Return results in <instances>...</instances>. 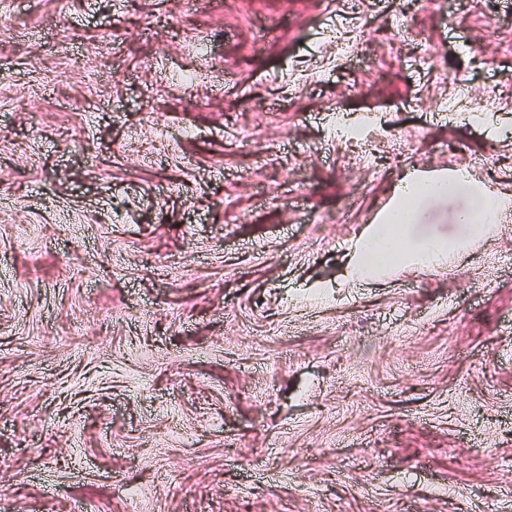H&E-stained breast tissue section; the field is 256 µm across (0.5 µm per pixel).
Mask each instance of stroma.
<instances>
[{"mask_svg":"<svg viewBox=\"0 0 512 512\" xmlns=\"http://www.w3.org/2000/svg\"><path fill=\"white\" fill-rule=\"evenodd\" d=\"M449 168L512 201V0H0V512H512V205L349 272ZM445 196L463 198L456 223L468 227L470 235L448 239V242L430 240L418 247L409 245L404 230L408 224H419L424 219L420 202ZM503 208L502 199L475 185L468 172L460 168L433 174L426 179L406 178L399 183L393 205L384 212L380 224L370 226L359 236L353 253L352 276L358 279L368 277L378 270L381 262L417 266L447 255L450 262L465 252L476 237L486 232L487 225L496 221ZM386 224H394L398 234L383 237ZM368 256L372 259L368 260Z\"/></svg>","mask_w":512,"mask_h":512,"instance_id":"35a3bbf8","label":"stroma"}]
</instances>
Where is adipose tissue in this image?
I'll return each instance as SVG.
<instances>
[{"label": "adipose tissue", "instance_id": "obj_1", "mask_svg": "<svg viewBox=\"0 0 512 512\" xmlns=\"http://www.w3.org/2000/svg\"><path fill=\"white\" fill-rule=\"evenodd\" d=\"M445 196L462 197L456 221L469 228V236L432 240L418 247L409 245L403 232L407 225L423 220L421 201ZM503 208L502 199L475 185L468 172L460 168L425 179L406 178L399 183L394 202L380 223L360 235L354 248L352 275L358 279L368 277L384 262L417 266L445 256L456 258L470 247L473 238L485 233Z\"/></svg>", "mask_w": 512, "mask_h": 512}]
</instances>
